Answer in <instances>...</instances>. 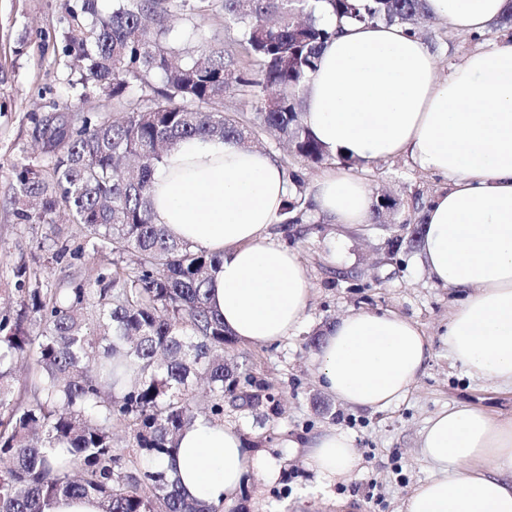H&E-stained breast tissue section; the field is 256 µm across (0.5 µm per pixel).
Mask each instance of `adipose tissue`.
Segmentation results:
<instances>
[{
	"mask_svg": "<svg viewBox=\"0 0 512 512\" xmlns=\"http://www.w3.org/2000/svg\"><path fill=\"white\" fill-rule=\"evenodd\" d=\"M426 7L454 32L488 36L512 0H426ZM321 22L338 34L304 88L305 127L330 156L367 164L404 155L443 179L424 210L420 248L430 277L456 295L444 327L448 355L469 376L512 387V38L489 39L443 78L430 49L401 25H341L328 13ZM288 190L274 158L232 141L182 142L154 174L155 223L223 255L209 302L252 344L293 335L311 300L306 266L269 235ZM310 192L328 223L371 220L370 190L349 170H325ZM430 357L416 322L359 310L327 326L311 364L344 406L380 411L408 396ZM244 444L236 427L201 419L163 466L185 495L229 503L251 477L269 485L282 468ZM419 448L436 474L404 497L400 512H512V418L446 408L428 420ZM305 459L326 492L361 464L336 426L307 441Z\"/></svg>",
	"mask_w": 512,
	"mask_h": 512,
	"instance_id": "ef3b65f1",
	"label": "adipose tissue"
}]
</instances>
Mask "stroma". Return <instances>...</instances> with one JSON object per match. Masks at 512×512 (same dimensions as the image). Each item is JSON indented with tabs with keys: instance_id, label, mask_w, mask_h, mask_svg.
Here are the masks:
<instances>
[{
	"instance_id": "stroma-1",
	"label": "stroma",
	"mask_w": 512,
	"mask_h": 512,
	"mask_svg": "<svg viewBox=\"0 0 512 512\" xmlns=\"http://www.w3.org/2000/svg\"><path fill=\"white\" fill-rule=\"evenodd\" d=\"M74 2L0 0V314L14 310L18 264L37 269L43 287L64 288L106 262L90 253L72 267L51 262L54 251L84 245L82 226L63 214L52 224H20L10 205L15 165L40 159L31 137L32 115L76 94L62 53L68 9ZM166 23L182 47L218 42L239 65L256 66L240 45L238 31L225 23L221 0H210L206 11L198 14L171 10ZM419 31L436 55L443 77L477 46L470 37L434 19L424 21ZM260 148L286 171H300L308 184L324 170L351 169L368 184L373 200L389 197L401 216L412 213L416 199L430 201L442 187L439 179L402 156L365 165L337 157L310 164L271 135L263 136ZM270 232L308 268L312 298L294 336L265 346L237 340L224 348L225 362L268 383L278 404L274 413L265 406L251 413L226 409L225 423L238 426L252 451L282 462L274 484L250 481L224 512H398L402 499L432 475L417 448L427 419L462 404L511 418L512 390L470 378L453 365L439 333L455 295L430 279L420 251L393 252L391 240L399 235L398 226L376 230L366 224L346 232L317 216L287 230L273 224ZM360 309L392 311L415 321L432 348L425 371L406 399L374 413L343 406L320 387L310 365L323 328ZM331 426L342 427L352 437L361 467L348 483L335 487L333 497L302 499V492L314 485L302 444ZM291 438L296 447H287Z\"/></svg>"
}]
</instances>
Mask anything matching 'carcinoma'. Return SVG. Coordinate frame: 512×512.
I'll return each instance as SVG.
<instances>
[{"instance_id":"cac0c4a2","label":"carcinoma","mask_w":512,"mask_h":512,"mask_svg":"<svg viewBox=\"0 0 512 512\" xmlns=\"http://www.w3.org/2000/svg\"><path fill=\"white\" fill-rule=\"evenodd\" d=\"M173 7L195 10L193 0H112L105 14L98 0H80L89 21L65 34L63 54L80 83L124 115L65 106L31 118L37 133L54 116V133L39 145L44 163L15 165L16 220L51 223L63 206L83 226L86 247L51 260H79L88 248L112 262L54 291L30 266L15 268L20 310L0 318V512H44L60 495L95 498L101 512H222L181 493L162 460L196 421L275 399L265 382L224 365L234 336L207 298L222 257L153 222L155 169L186 140L249 148L271 131L294 155L322 162L328 154L302 122L300 96L334 36L318 11L413 34L428 16L425 0H223L255 71L206 42L185 56L165 24ZM231 88L259 101L254 121L224 112ZM292 180L295 194L280 212L286 227L308 213L302 178ZM20 363L23 400L14 397ZM202 376L205 408L193 396ZM118 426L133 433L126 452L113 447Z\"/></svg>"}]
</instances>
